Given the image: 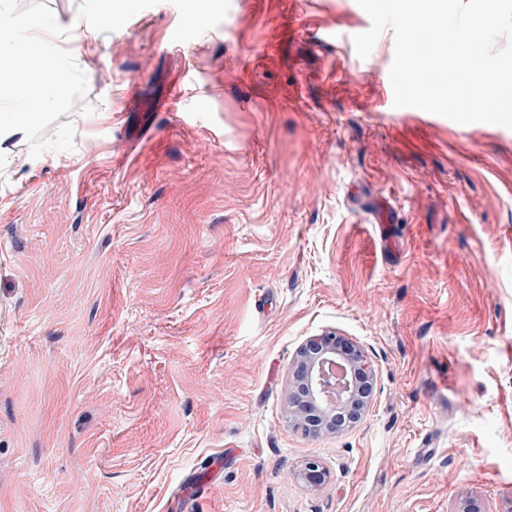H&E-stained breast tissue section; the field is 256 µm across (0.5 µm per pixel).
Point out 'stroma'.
<instances>
[{
    "label": "stroma",
    "mask_w": 512,
    "mask_h": 512,
    "mask_svg": "<svg viewBox=\"0 0 512 512\" xmlns=\"http://www.w3.org/2000/svg\"><path fill=\"white\" fill-rule=\"evenodd\" d=\"M6 9L92 29L0 166V512H512V129L394 107L357 0ZM326 331L377 383L312 436ZM340 364L350 371L345 394L330 395L335 384L324 365ZM376 374L363 348L352 338L326 332L310 337L292 364L288 417L308 434L339 433L361 420L374 398Z\"/></svg>",
    "instance_id": "obj_1"
}]
</instances>
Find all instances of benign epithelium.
Segmentation results:
<instances>
[{
    "instance_id": "benign-epithelium-1",
    "label": "benign epithelium",
    "mask_w": 512,
    "mask_h": 512,
    "mask_svg": "<svg viewBox=\"0 0 512 512\" xmlns=\"http://www.w3.org/2000/svg\"><path fill=\"white\" fill-rule=\"evenodd\" d=\"M375 386V371L357 342L335 332L312 336L293 360L289 420L309 434L339 433L367 414ZM299 477L322 485L327 471L309 460Z\"/></svg>"
}]
</instances>
